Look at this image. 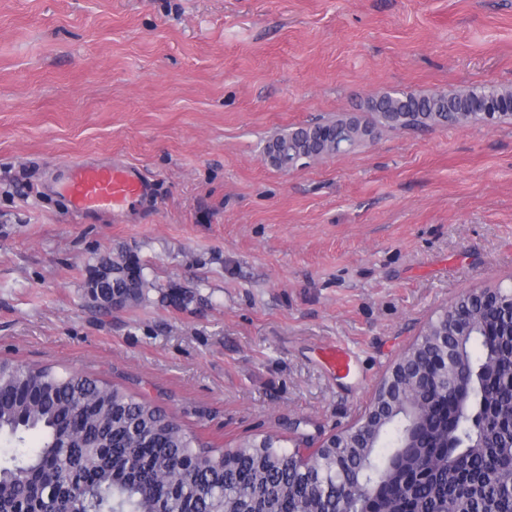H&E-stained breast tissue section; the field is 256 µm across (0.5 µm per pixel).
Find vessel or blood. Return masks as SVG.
<instances>
[{
    "mask_svg": "<svg viewBox=\"0 0 512 512\" xmlns=\"http://www.w3.org/2000/svg\"><path fill=\"white\" fill-rule=\"evenodd\" d=\"M65 191L70 202V214L82 216L93 209H114L146 201L151 185L139 171L128 164L68 165Z\"/></svg>",
    "mask_w": 512,
    "mask_h": 512,
    "instance_id": "obj_1",
    "label": "vessel or blood"
}]
</instances>
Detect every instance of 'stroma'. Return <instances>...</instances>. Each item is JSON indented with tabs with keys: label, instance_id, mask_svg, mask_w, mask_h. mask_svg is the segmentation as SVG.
Masks as SVG:
<instances>
[{
	"label": "stroma",
	"instance_id": "1",
	"mask_svg": "<svg viewBox=\"0 0 512 512\" xmlns=\"http://www.w3.org/2000/svg\"><path fill=\"white\" fill-rule=\"evenodd\" d=\"M493 83L512 0H0V356L120 385L208 446L317 448L432 316L512 281V119L287 172L266 142ZM115 161L151 202L70 220L65 166ZM113 252L153 287L104 315L87 279Z\"/></svg>",
	"mask_w": 512,
	"mask_h": 512
}]
</instances>
